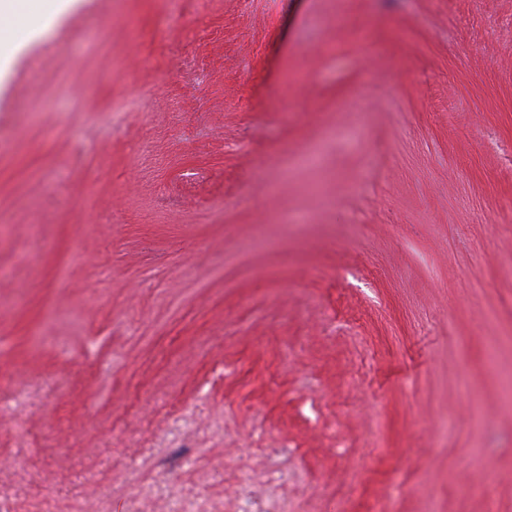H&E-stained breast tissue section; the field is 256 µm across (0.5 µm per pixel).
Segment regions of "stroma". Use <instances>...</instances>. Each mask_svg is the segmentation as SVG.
Returning <instances> with one entry per match:
<instances>
[{
    "label": "stroma",
    "mask_w": 512,
    "mask_h": 512,
    "mask_svg": "<svg viewBox=\"0 0 512 512\" xmlns=\"http://www.w3.org/2000/svg\"><path fill=\"white\" fill-rule=\"evenodd\" d=\"M37 23L0 42V512H512V0Z\"/></svg>",
    "instance_id": "stroma-1"
}]
</instances>
